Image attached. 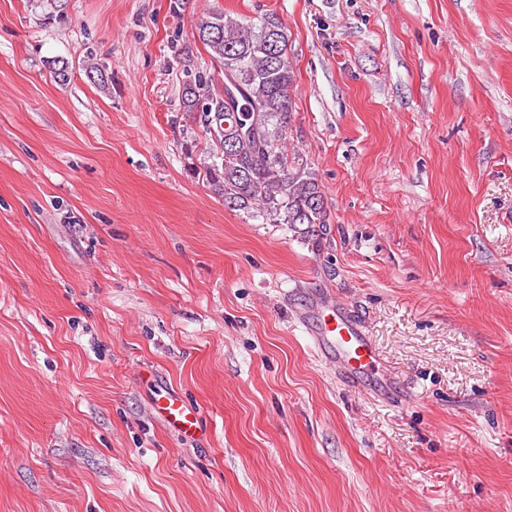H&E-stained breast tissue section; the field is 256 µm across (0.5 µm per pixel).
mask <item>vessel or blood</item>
<instances>
[{"mask_svg": "<svg viewBox=\"0 0 512 512\" xmlns=\"http://www.w3.org/2000/svg\"><path fill=\"white\" fill-rule=\"evenodd\" d=\"M310 318L314 324L311 339L315 348L336 366L347 382H368L378 390H387L386 381L380 377L377 348L354 315L341 305L327 303L312 310ZM154 404L166 425L180 435L191 437L199 429L196 413L179 395L159 392Z\"/></svg>", "mask_w": 512, "mask_h": 512, "instance_id": "b4317fda", "label": "vessel or blood"}]
</instances>
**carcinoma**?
Returning <instances> with one entry per match:
<instances>
[{"label":"carcinoma","instance_id":"cac0c4a2","mask_svg":"<svg viewBox=\"0 0 512 512\" xmlns=\"http://www.w3.org/2000/svg\"><path fill=\"white\" fill-rule=\"evenodd\" d=\"M197 34L211 64L237 92L227 99L203 72L182 92L184 107L213 142L205 171L210 187L231 210L269 224L302 225L305 234L323 229L328 224L323 190L303 164L288 157L295 75L285 24L274 13L243 23L213 11L200 19ZM71 74L64 60L51 68L61 86Z\"/></svg>","mask_w":512,"mask_h":512}]
</instances>
